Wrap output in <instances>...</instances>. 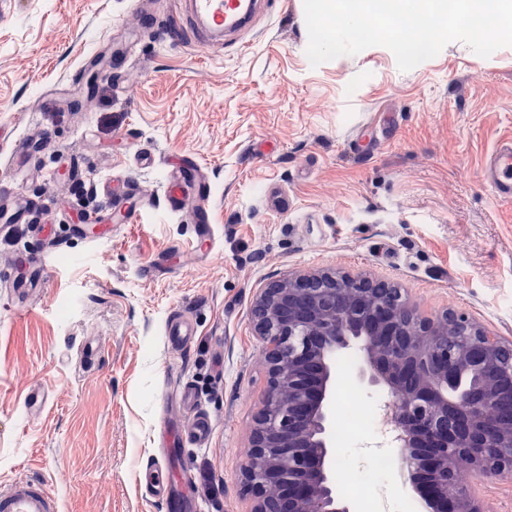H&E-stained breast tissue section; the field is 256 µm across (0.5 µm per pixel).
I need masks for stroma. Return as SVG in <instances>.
Listing matches in <instances>:
<instances>
[{"label": "stroma", "mask_w": 512, "mask_h": 512, "mask_svg": "<svg viewBox=\"0 0 512 512\" xmlns=\"http://www.w3.org/2000/svg\"><path fill=\"white\" fill-rule=\"evenodd\" d=\"M170 0H0V172L48 210L0 239V269L46 282L21 314L0 282V486L41 478L63 512H160L136 471L154 452L160 417L185 414L165 389L189 380L214 428L175 454L190 481L184 512H249L240 480L268 388L253 306L273 282L333 273L398 284L422 317H469L512 342V203L484 186L485 156L512 136V46L490 57L452 42L411 70L374 46L311 66L303 0L258 24L236 52L174 40ZM53 149H45L47 139ZM155 164L142 168L139 153ZM207 171L214 238L192 244L196 206L169 207L168 163ZM136 178L126 223L106 179ZM97 214L112 240L72 237ZM191 310L189 349L163 341L173 310ZM336 393L366 400L385 388L360 374V340L334 356ZM40 386L43 413L24 396ZM335 481L357 478L373 453L400 456L371 434L333 446ZM461 478L488 512H512V479ZM420 512L403 468L375 498Z\"/></svg>", "instance_id": "35a3bbf8"}]
</instances>
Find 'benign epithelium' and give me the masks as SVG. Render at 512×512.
Wrapping results in <instances>:
<instances>
[{
	"instance_id": "7a95c632",
	"label": "benign epithelium",
	"mask_w": 512,
	"mask_h": 512,
	"mask_svg": "<svg viewBox=\"0 0 512 512\" xmlns=\"http://www.w3.org/2000/svg\"><path fill=\"white\" fill-rule=\"evenodd\" d=\"M255 325L268 343V389L247 464L251 512H348L329 485L332 350L364 341L370 382L390 397L422 512H485L457 478L460 454L512 476V345L460 315L419 318L385 281L298 274L264 290Z\"/></svg>"
}]
</instances>
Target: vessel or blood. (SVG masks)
<instances>
[{"instance_id": "obj_1", "label": "vessel or blood", "mask_w": 512, "mask_h": 512, "mask_svg": "<svg viewBox=\"0 0 512 512\" xmlns=\"http://www.w3.org/2000/svg\"><path fill=\"white\" fill-rule=\"evenodd\" d=\"M277 0H176V14L180 32H192L201 47H209L212 39L226 36L234 50L245 46L244 33L252 30L256 21L269 15ZM175 182L192 184L203 202L196 215L193 234L196 242L210 243L213 227L204 202L211 195V186L200 166L191 158H183L172 166ZM482 179L496 200L512 201V138L500 140L486 157ZM37 203L24 192L14 188L8 180H0V234H9L16 224L26 219ZM197 334L195 325L185 316L168 319L164 336L174 346L191 344ZM211 421L208 416L196 414L178 434V447H201L208 443ZM167 442H160L154 459L139 468L138 480L145 499L159 504L162 512H179L180 499L176 494L177 476L168 467L170 451ZM0 512H62L59 498L47 488L43 480L21 475L0 488Z\"/></svg>"}]
</instances>
